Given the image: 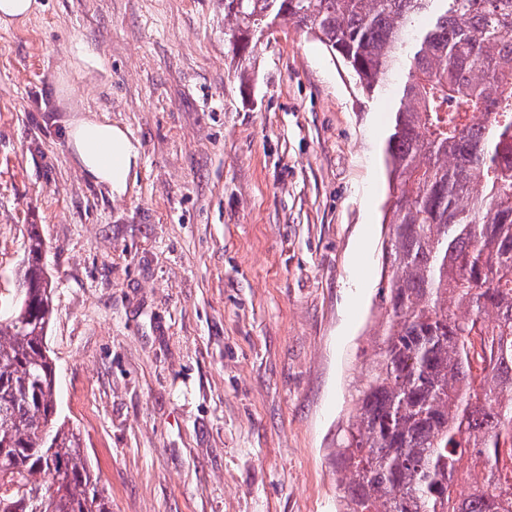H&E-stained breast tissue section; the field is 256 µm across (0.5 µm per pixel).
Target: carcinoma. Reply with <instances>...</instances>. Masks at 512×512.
I'll list each match as a JSON object with an SVG mask.
<instances>
[{
    "label": "carcinoma",
    "instance_id": "obj_1",
    "mask_svg": "<svg viewBox=\"0 0 512 512\" xmlns=\"http://www.w3.org/2000/svg\"><path fill=\"white\" fill-rule=\"evenodd\" d=\"M238 58L277 20L392 100L380 352L336 449L338 512H512V0H224ZM31 228L0 318V512H110L57 423L53 285Z\"/></svg>",
    "mask_w": 512,
    "mask_h": 512
}]
</instances>
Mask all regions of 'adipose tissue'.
Instances as JSON below:
<instances>
[{
	"mask_svg": "<svg viewBox=\"0 0 512 512\" xmlns=\"http://www.w3.org/2000/svg\"><path fill=\"white\" fill-rule=\"evenodd\" d=\"M67 144L85 176L111 195L127 193L140 163V149L128 130L110 120L86 115L71 118Z\"/></svg>",
	"mask_w": 512,
	"mask_h": 512,
	"instance_id": "obj_1",
	"label": "adipose tissue"
}]
</instances>
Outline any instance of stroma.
<instances>
[{
	"mask_svg": "<svg viewBox=\"0 0 512 512\" xmlns=\"http://www.w3.org/2000/svg\"><path fill=\"white\" fill-rule=\"evenodd\" d=\"M0 26V308L48 249L58 418L112 512H336L374 357L385 101L281 21L238 61L224 0H37ZM126 127L127 195L66 123Z\"/></svg>",
	"mask_w": 512,
	"mask_h": 512,
	"instance_id": "obj_1",
	"label": "stroma"
}]
</instances>
